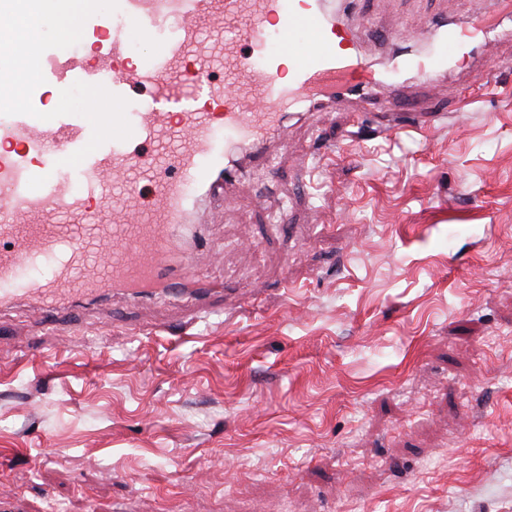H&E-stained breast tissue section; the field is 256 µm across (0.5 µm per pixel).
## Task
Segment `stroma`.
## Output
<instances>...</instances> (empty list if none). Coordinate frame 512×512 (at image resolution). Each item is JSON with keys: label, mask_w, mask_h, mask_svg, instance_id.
Listing matches in <instances>:
<instances>
[{"label": "stroma", "mask_w": 512, "mask_h": 512, "mask_svg": "<svg viewBox=\"0 0 512 512\" xmlns=\"http://www.w3.org/2000/svg\"><path fill=\"white\" fill-rule=\"evenodd\" d=\"M381 69L492 0H362ZM426 84L440 120L317 112L210 222L213 313L105 292L0 307L14 512H512V18ZM335 152H314V141Z\"/></svg>", "instance_id": "obj_1"}]
</instances>
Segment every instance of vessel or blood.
Listing matches in <instances>:
<instances>
[{
	"label": "vessel or blood",
	"instance_id": "1",
	"mask_svg": "<svg viewBox=\"0 0 512 512\" xmlns=\"http://www.w3.org/2000/svg\"><path fill=\"white\" fill-rule=\"evenodd\" d=\"M419 36L429 52L401 57L400 68L431 76L484 42L486 21ZM98 37L92 63L45 51L46 83L60 91L81 81L126 98L133 134L65 170L61 160L92 135L86 118L0 115V142L15 146L0 153V239L11 243L0 250V305L21 297L54 311L108 288L176 292L193 262L184 257L180 273L172 264L177 229L203 222L202 196L287 148L289 113L338 109L379 90L393 106L404 101L399 77L370 68L357 31L323 0H119L112 16L85 22L84 40ZM135 39L150 51L132 66ZM50 254L60 257L54 278H32L30 267Z\"/></svg>",
	"mask_w": 512,
	"mask_h": 512
}]
</instances>
